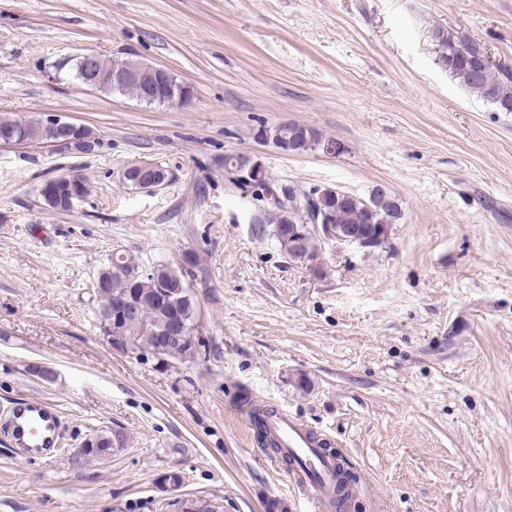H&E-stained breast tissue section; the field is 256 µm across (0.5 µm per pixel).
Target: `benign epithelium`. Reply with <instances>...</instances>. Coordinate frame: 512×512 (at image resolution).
<instances>
[{
    "label": "benign epithelium",
    "instance_id": "benign-epithelium-1",
    "mask_svg": "<svg viewBox=\"0 0 512 512\" xmlns=\"http://www.w3.org/2000/svg\"><path fill=\"white\" fill-rule=\"evenodd\" d=\"M77 73L81 88L97 90L106 85L116 88L129 84L137 85L141 90L140 101L148 105L182 108L190 105L193 100L192 87L183 81H177L174 72L167 68L145 64L138 59H115L112 69L106 71L99 65L98 54L86 53L77 57ZM41 122L46 130L48 145L74 150L81 154H90L100 144L99 138L92 135L85 125L63 121L53 115L46 116L41 119ZM234 157L233 164L226 166V171L237 181L248 187L259 181H267L266 169L256 156L250 153H236ZM122 180L128 185L137 187L139 191L152 192L163 186L168 181V177L162 175V169L155 163H138L127 167L122 172ZM83 185L80 175L63 174L45 182L41 186L40 195L49 206L67 211L73 208L75 202L85 197ZM310 233L314 234L320 242H332L338 247L353 246L364 250L369 249L379 235L378 229L368 228L342 236L327 226L320 228L313 224L304 226V229L298 232L296 242H301ZM170 297L171 293L163 291L157 297V303L170 305L175 321L163 331V336L167 342L175 343L182 340L186 330ZM141 314L142 307L136 292L132 291L117 298L112 302V306L99 313L100 335L103 342L114 352L130 354L129 349L112 340L110 332L112 328Z\"/></svg>",
    "mask_w": 512,
    "mask_h": 512
}]
</instances>
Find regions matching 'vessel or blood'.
Here are the masks:
<instances>
[{"instance_id":"vessel-or-blood-1","label":"vessel or blood","mask_w":512,"mask_h":512,"mask_svg":"<svg viewBox=\"0 0 512 512\" xmlns=\"http://www.w3.org/2000/svg\"><path fill=\"white\" fill-rule=\"evenodd\" d=\"M266 426L275 436L282 453L294 457L299 467L291 480L307 506V512H330L336 498V471L339 459L324 454L314 441V431L277 407L266 417ZM14 448L29 460L61 451L64 433L59 411L41 397L14 402L0 424Z\"/></svg>"}]
</instances>
